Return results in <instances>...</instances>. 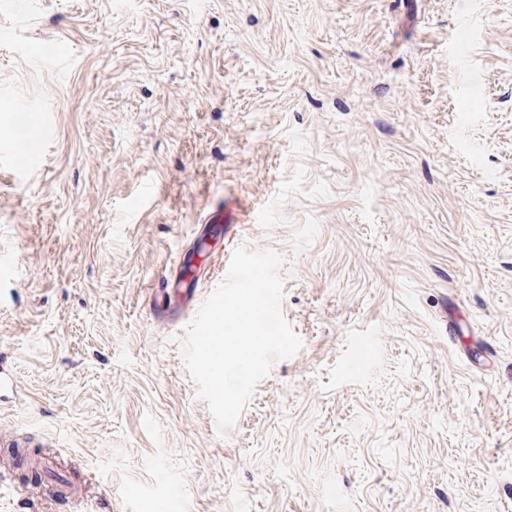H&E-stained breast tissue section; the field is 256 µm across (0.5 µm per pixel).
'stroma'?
<instances>
[{
	"instance_id": "1",
	"label": "stroma",
	"mask_w": 512,
	"mask_h": 512,
	"mask_svg": "<svg viewBox=\"0 0 512 512\" xmlns=\"http://www.w3.org/2000/svg\"><path fill=\"white\" fill-rule=\"evenodd\" d=\"M231 195L302 346L222 433L149 287ZM3 259L0 512H502L512 0H0Z\"/></svg>"
}]
</instances>
